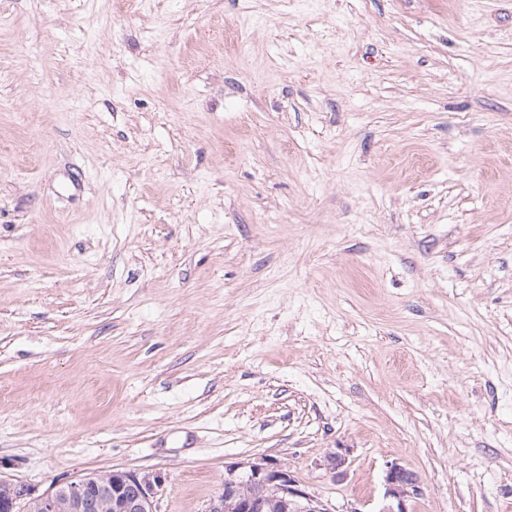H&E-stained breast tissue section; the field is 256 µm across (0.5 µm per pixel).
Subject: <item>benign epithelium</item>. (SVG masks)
Instances as JSON below:
<instances>
[{"mask_svg": "<svg viewBox=\"0 0 512 512\" xmlns=\"http://www.w3.org/2000/svg\"><path fill=\"white\" fill-rule=\"evenodd\" d=\"M346 455L332 451L323 467L341 473ZM166 477L160 472L124 469L91 471L73 480L57 481L39 492L33 487L5 478L0 485L11 495L0 499V512H100L109 502L112 512H158V495ZM386 500L378 512H408V502L423 494L418 474L398 463L387 466L384 477ZM206 512H330L315 495L302 488L288 466L272 459L238 463L227 469L224 486Z\"/></svg>", "mask_w": 512, "mask_h": 512, "instance_id": "1", "label": "benign epithelium"}]
</instances>
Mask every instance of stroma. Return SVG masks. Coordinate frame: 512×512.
Returning <instances> with one entry per match:
<instances>
[{
  "mask_svg": "<svg viewBox=\"0 0 512 512\" xmlns=\"http://www.w3.org/2000/svg\"><path fill=\"white\" fill-rule=\"evenodd\" d=\"M116 2L0 0L5 474L512 512V0ZM239 469L242 471L238 472ZM206 512H331L279 461L261 458L229 466ZM384 485L386 503L378 512H409L408 502L423 493L418 474L397 463L387 467Z\"/></svg>",
  "mask_w": 512,
  "mask_h": 512,
  "instance_id": "35a3bbf8",
  "label": "stroma"
}]
</instances>
